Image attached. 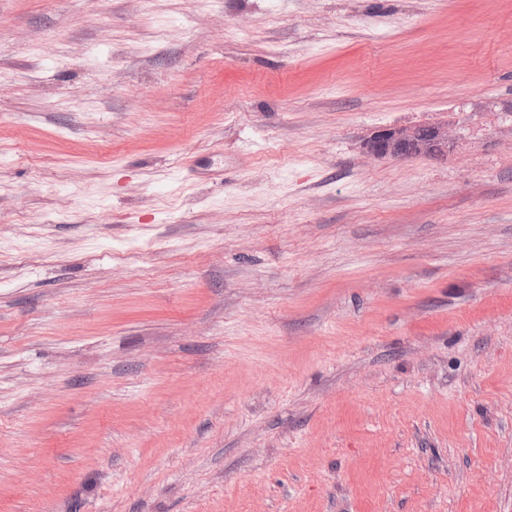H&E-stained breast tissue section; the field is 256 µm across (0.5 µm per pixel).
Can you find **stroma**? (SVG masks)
<instances>
[{
	"instance_id": "obj_1",
	"label": "stroma",
	"mask_w": 512,
	"mask_h": 512,
	"mask_svg": "<svg viewBox=\"0 0 512 512\" xmlns=\"http://www.w3.org/2000/svg\"><path fill=\"white\" fill-rule=\"evenodd\" d=\"M0 512H512V0H0ZM450 141L448 127L424 124L414 127H390L372 134L364 143L374 158L444 156Z\"/></svg>"
}]
</instances>
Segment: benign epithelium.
I'll return each mask as SVG.
<instances>
[{"instance_id":"obj_1","label":"benign epithelium","mask_w":512,"mask_h":512,"mask_svg":"<svg viewBox=\"0 0 512 512\" xmlns=\"http://www.w3.org/2000/svg\"><path fill=\"white\" fill-rule=\"evenodd\" d=\"M449 141L448 127L424 124L379 130L366 140L364 148L374 158L439 157L446 153Z\"/></svg>"}]
</instances>
